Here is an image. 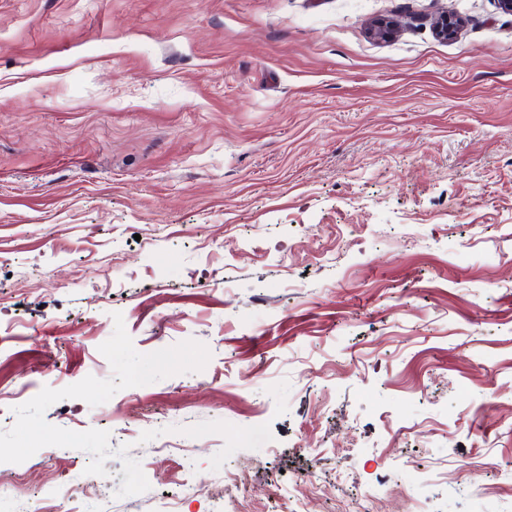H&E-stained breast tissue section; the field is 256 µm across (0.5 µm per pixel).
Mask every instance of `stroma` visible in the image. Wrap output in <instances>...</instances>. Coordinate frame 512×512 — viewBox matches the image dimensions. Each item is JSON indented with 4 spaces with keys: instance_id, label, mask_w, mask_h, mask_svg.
Masks as SVG:
<instances>
[{
    "instance_id": "35a3bbf8",
    "label": "stroma",
    "mask_w": 512,
    "mask_h": 512,
    "mask_svg": "<svg viewBox=\"0 0 512 512\" xmlns=\"http://www.w3.org/2000/svg\"><path fill=\"white\" fill-rule=\"evenodd\" d=\"M116 312L205 369L45 419L149 490L47 446L0 512H512V14L0 0V431L111 377Z\"/></svg>"
}]
</instances>
